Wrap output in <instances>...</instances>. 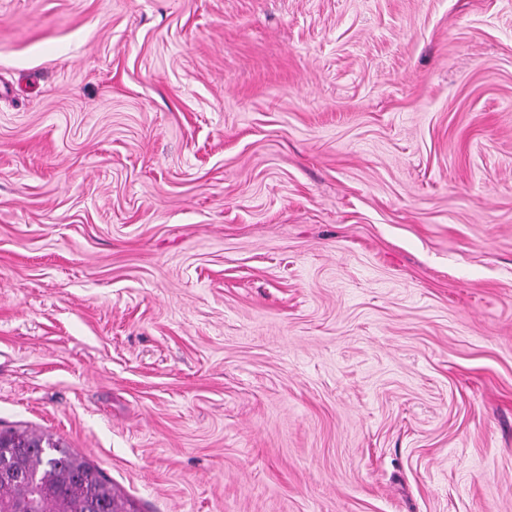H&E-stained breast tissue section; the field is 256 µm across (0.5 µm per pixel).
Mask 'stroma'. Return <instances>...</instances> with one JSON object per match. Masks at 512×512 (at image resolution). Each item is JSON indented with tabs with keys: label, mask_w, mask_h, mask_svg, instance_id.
<instances>
[{
	"label": "stroma",
	"mask_w": 512,
	"mask_h": 512,
	"mask_svg": "<svg viewBox=\"0 0 512 512\" xmlns=\"http://www.w3.org/2000/svg\"><path fill=\"white\" fill-rule=\"evenodd\" d=\"M123 512H512V0H0V427Z\"/></svg>",
	"instance_id": "obj_1"
}]
</instances>
